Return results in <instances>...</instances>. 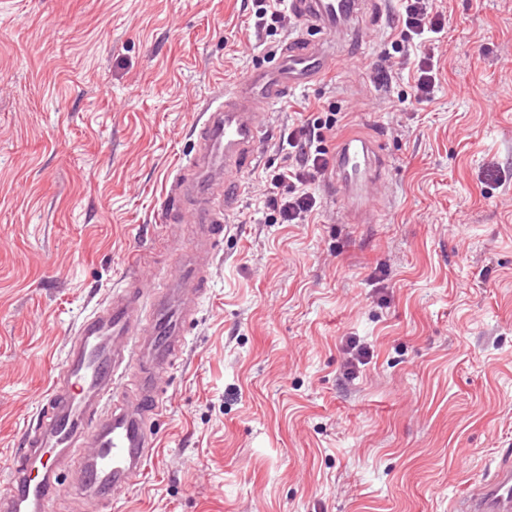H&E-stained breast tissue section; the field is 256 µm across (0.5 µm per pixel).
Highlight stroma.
<instances>
[{
    "mask_svg": "<svg viewBox=\"0 0 512 512\" xmlns=\"http://www.w3.org/2000/svg\"><path fill=\"white\" fill-rule=\"evenodd\" d=\"M433 5L428 104L398 102L415 69L398 0H374L317 82L266 105L157 447L111 512H450L512 448V0ZM253 13L0 0V490L78 323L166 277L203 107L308 33ZM323 103L328 151L382 145L376 221L346 223L328 175L308 223H269L280 139Z\"/></svg>",
    "mask_w": 512,
    "mask_h": 512,
    "instance_id": "obj_1",
    "label": "stroma"
}]
</instances>
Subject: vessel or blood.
I'll return each instance as SVG.
<instances>
[{"mask_svg": "<svg viewBox=\"0 0 512 512\" xmlns=\"http://www.w3.org/2000/svg\"><path fill=\"white\" fill-rule=\"evenodd\" d=\"M298 20L320 37H296L274 66L250 72L215 106H206L197 149L173 177L168 220L185 224L181 258L145 302L126 289L79 323L61 369L41 396V407L21 436L0 512H47L64 504L63 467L77 461L76 482L102 507L134 483L156 440L151 423L161 411L160 380L187 351L186 326L208 287L213 262L235 195L233 175L253 157L266 124V104L319 78L329 60L323 36H343L362 15L364 0H290ZM340 207L353 223H373L367 187L380 175L379 145L350 136L331 157ZM452 512H512V450H505L480 490L460 496Z\"/></svg>", "mask_w": 512, "mask_h": 512, "instance_id": "1", "label": "vessel or blood"}]
</instances>
